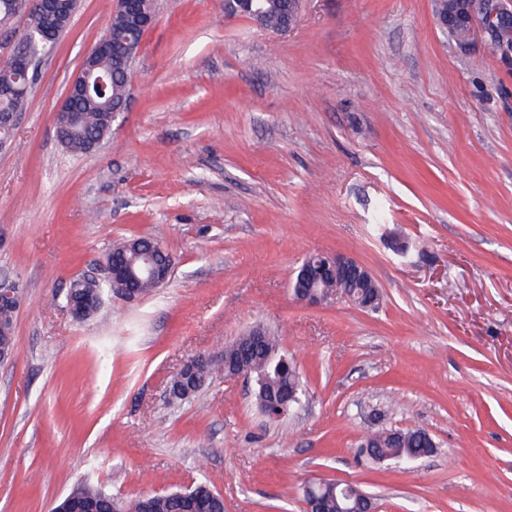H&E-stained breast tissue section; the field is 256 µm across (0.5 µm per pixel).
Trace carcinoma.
I'll use <instances>...</instances> for the list:
<instances>
[{
    "mask_svg": "<svg viewBox=\"0 0 512 512\" xmlns=\"http://www.w3.org/2000/svg\"><path fill=\"white\" fill-rule=\"evenodd\" d=\"M273 2L274 0H269L266 3L267 12L264 15L254 18L259 25L271 30L276 29L282 20L281 13L273 8ZM19 10L21 3L18 0H0V28L11 25L17 19ZM105 35L106 40L112 43V51L92 55L89 64L100 73H112L114 78L103 87L93 83L88 91L72 98L71 109L76 116V122L62 138L64 147L72 153H86L90 141L107 139L112 128L103 122L102 113L111 111L112 103H119L129 96V83L124 74L130 67L129 53H137V50L131 51L129 47L141 41V33L133 31L127 25L125 15L117 11L108 20ZM29 88L24 73L0 74V111L15 108L27 97ZM110 256L114 262L129 267L138 274V278L131 283V288L137 295H145L158 287L157 283L140 275L141 257L137 251L126 248V243L115 246ZM316 284L332 290L345 289L363 298L374 296L370 288H350L344 281L318 282L303 276L300 270L292 278V288L296 294L308 292ZM73 292L94 293L101 301L104 288L100 281L84 278L71 284L64 298H69ZM238 368L251 370L256 385L255 400L265 414L271 410L276 416H281L280 397L293 389L304 392L296 367L279 355V337L265 327L257 333L248 330L236 337L226 346L225 359H212L197 365L193 378L201 385L216 372L228 374ZM371 443V455L379 460L387 461L401 452L422 457L433 452L427 434L421 430L403 431L397 437L384 429L377 430L371 434ZM71 493L83 498L89 507L87 512H113V508L126 503L122 497L112 495L89 481L80 482ZM302 495L305 502L315 504L319 512H349L363 501V496L354 491L346 492L344 487L331 482H318L312 486L307 484L302 488ZM144 501L148 505V512H224V498L205 482L166 494L149 495Z\"/></svg>",
    "mask_w": 512,
    "mask_h": 512,
    "instance_id": "1",
    "label": "carcinoma"
}]
</instances>
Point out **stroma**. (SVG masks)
Masks as SVG:
<instances>
[{"label": "stroma", "mask_w": 512, "mask_h": 512, "mask_svg": "<svg viewBox=\"0 0 512 512\" xmlns=\"http://www.w3.org/2000/svg\"><path fill=\"white\" fill-rule=\"evenodd\" d=\"M131 98L102 149L60 146L53 113L115 0H79L0 149V279L17 353L0 366V512H52L84 480L131 500L207 482L224 512H306L300 488L355 484L376 512H512V66L459 50L433 0H304L271 33L224 0H154ZM175 258L91 318L65 307L114 243ZM372 272L377 309L310 305L309 254ZM278 331L301 408L173 371L255 325ZM423 429L401 470L360 449Z\"/></svg>", "instance_id": "1"}]
</instances>
